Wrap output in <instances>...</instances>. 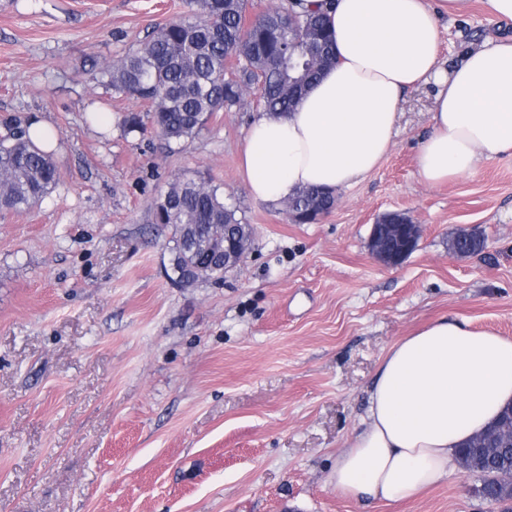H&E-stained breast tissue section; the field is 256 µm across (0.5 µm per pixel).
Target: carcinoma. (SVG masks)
Segmentation results:
<instances>
[{
	"label": "carcinoma",
	"instance_id": "cac0c4a2",
	"mask_svg": "<svg viewBox=\"0 0 512 512\" xmlns=\"http://www.w3.org/2000/svg\"><path fill=\"white\" fill-rule=\"evenodd\" d=\"M248 0H187V13L157 27L124 56L95 66L94 83L144 109L116 117L126 134L150 132L179 151L192 142L210 117L253 98L256 111L275 116L290 111L333 56L324 18L288 7H270L245 27ZM52 155L32 144L28 129L0 140V210L38 204L57 184ZM293 209L313 206L329 213L335 197L304 188L289 198ZM155 223L171 230V269L182 285L224 278V262L204 257L203 244L241 224L236 206L200 171L174 177L153 199ZM485 241L453 237L449 249L478 254ZM472 452L458 462L476 476V492L490 503L512 499V441L491 443L481 434L463 444Z\"/></svg>",
	"mask_w": 512,
	"mask_h": 512
}]
</instances>
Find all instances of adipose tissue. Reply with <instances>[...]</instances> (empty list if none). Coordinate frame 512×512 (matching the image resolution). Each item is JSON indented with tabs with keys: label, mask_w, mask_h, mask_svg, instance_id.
I'll return each instance as SVG.
<instances>
[{
	"label": "adipose tissue",
	"mask_w": 512,
	"mask_h": 512,
	"mask_svg": "<svg viewBox=\"0 0 512 512\" xmlns=\"http://www.w3.org/2000/svg\"><path fill=\"white\" fill-rule=\"evenodd\" d=\"M470 2L300 0L327 16L336 62L293 111L252 121L241 150L250 195L277 206L302 187L352 186L389 151L403 93L429 81L439 90L416 155L425 184L512 158V41H487L450 72L437 65L440 15ZM511 404L512 338L440 318L388 348L329 482L354 500L410 499Z\"/></svg>",
	"instance_id": "adipose-tissue-1"
}]
</instances>
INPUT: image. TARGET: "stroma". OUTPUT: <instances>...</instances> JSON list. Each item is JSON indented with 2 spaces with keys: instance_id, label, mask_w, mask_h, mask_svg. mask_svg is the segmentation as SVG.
Here are the masks:
<instances>
[{
  "instance_id": "obj_1",
  "label": "stroma",
  "mask_w": 512,
  "mask_h": 512,
  "mask_svg": "<svg viewBox=\"0 0 512 512\" xmlns=\"http://www.w3.org/2000/svg\"><path fill=\"white\" fill-rule=\"evenodd\" d=\"M185 0H0V129L47 121L55 188L0 211V512H499L452 464L416 498L359 502L327 476L391 344L443 318L512 338V158L437 186L416 169L437 87L402 99L394 144L334 209L296 224L255 201L239 153L250 108L215 113L179 153L90 112L134 108L95 88ZM512 36L482 0L441 21L438 63ZM199 170L252 229L223 279L185 287L151 203ZM409 215L415 251L389 267L373 224ZM486 247L458 257L449 237ZM457 235L478 242L472 243L466 239L452 237L449 241V249L453 252H458L461 253L463 256H468L478 254L482 252L483 249L485 248V238L482 241H480L482 238V234L480 231L476 229H463L461 230V232H458Z\"/></svg>"
}]
</instances>
